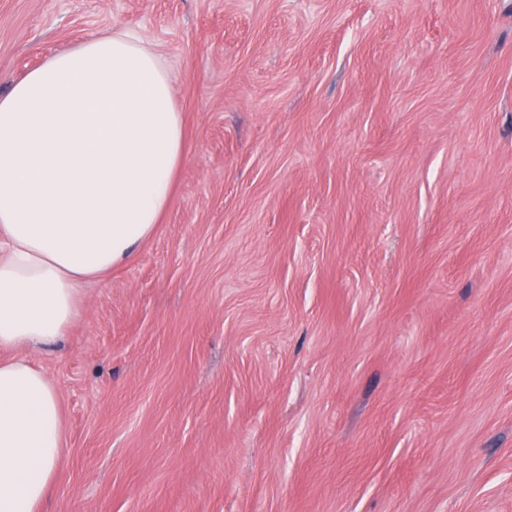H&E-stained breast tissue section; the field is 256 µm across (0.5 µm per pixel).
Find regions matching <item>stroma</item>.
I'll use <instances>...</instances> for the list:
<instances>
[{
	"mask_svg": "<svg viewBox=\"0 0 512 512\" xmlns=\"http://www.w3.org/2000/svg\"><path fill=\"white\" fill-rule=\"evenodd\" d=\"M120 29L185 161L43 512H512V0H0V89Z\"/></svg>",
	"mask_w": 512,
	"mask_h": 512,
	"instance_id": "stroma-1",
	"label": "stroma"
}]
</instances>
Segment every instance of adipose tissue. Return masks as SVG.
I'll list each match as a JSON object with an SVG mask.
<instances>
[{"label":"adipose tissue","mask_w":512,"mask_h":512,"mask_svg":"<svg viewBox=\"0 0 512 512\" xmlns=\"http://www.w3.org/2000/svg\"><path fill=\"white\" fill-rule=\"evenodd\" d=\"M185 160L171 77L128 32L0 93V512H41L65 446L55 384L21 356L66 335L86 284L129 261Z\"/></svg>","instance_id":"ef3b65f1"}]
</instances>
